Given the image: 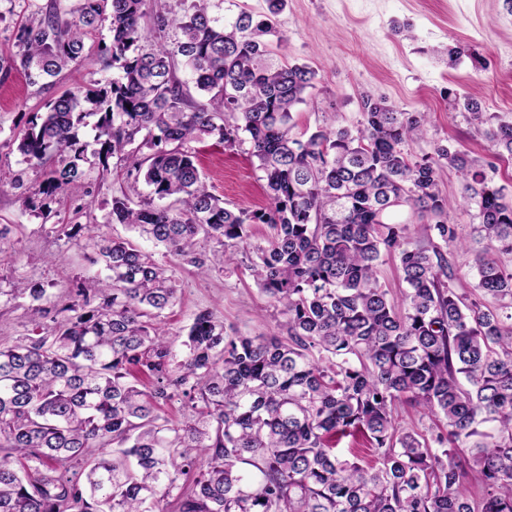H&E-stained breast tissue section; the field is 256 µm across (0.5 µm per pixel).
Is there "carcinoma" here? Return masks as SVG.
<instances>
[{
  "label": "carcinoma",
  "mask_w": 512,
  "mask_h": 512,
  "mask_svg": "<svg viewBox=\"0 0 512 512\" xmlns=\"http://www.w3.org/2000/svg\"><path fill=\"white\" fill-rule=\"evenodd\" d=\"M28 22L18 53L0 72L31 84L88 59L85 39L108 26L105 51L117 74L67 90L12 133L33 169L47 170L31 210L82 184L87 144L102 172L122 167L149 198L132 208L112 198L111 222L155 249L190 256L207 271L249 252L251 276L279 310V332L231 336L210 310L183 340L163 326L177 288L146 250L62 224L86 238L107 275L79 280L68 301L38 282L0 288V306L26 296L38 317L0 347V512H512V200L469 156L438 146L413 159L405 143L426 131L424 112L366 98L356 131L321 127L291 134L293 109L317 73L272 47L273 17L240 8L222 17L209 0H176L147 16L148 0H20ZM193 83L199 96L190 93ZM453 110L491 126L495 155L512 157V123L450 90ZM216 137L249 144L269 205L234 212L202 180L190 144ZM448 166L463 180L486 242L476 253L480 296L449 288L448 248L460 244L439 189ZM407 206L436 217L429 246L412 247L390 214ZM253 224L271 236L250 240ZM399 261L400 304L379 283L386 257ZM151 379L142 387L134 372ZM181 404L177 425L160 413ZM409 400L435 422L424 436L398 429ZM360 433L374 464L336 450ZM80 464L72 474L65 466ZM470 472L480 498L460 491Z\"/></svg>",
  "instance_id": "obj_1"
}]
</instances>
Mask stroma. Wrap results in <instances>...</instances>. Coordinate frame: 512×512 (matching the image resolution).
I'll list each match as a JSON object with an SVG mask.
<instances>
[{"label":"stroma","mask_w":512,"mask_h":512,"mask_svg":"<svg viewBox=\"0 0 512 512\" xmlns=\"http://www.w3.org/2000/svg\"><path fill=\"white\" fill-rule=\"evenodd\" d=\"M275 24L285 38L280 51L288 61L318 73L315 89L296 110L294 137L306 138L320 126L356 129L363 98L382 96L407 111L429 115L424 137L405 146L411 157H422L438 144L453 146L479 168H491L494 183L512 199V161L497 158L485 128L451 111L444 99L451 88L472 96L481 111L512 121V7L505 0H285ZM109 41L105 28L90 35L91 58L49 87L29 84L19 70L0 75V225L12 227L0 244V286L10 287L17 279L37 281L59 294L76 279L102 273V265L91 261L90 248L52 231L75 208L87 210L90 223L102 225L112 237L136 238L128 226L111 223L110 211L116 196L140 205L148 195L143 182L120 170L105 175L90 166L84 185L58 195L45 217L26 209L23 188L13 185L19 175L24 188L33 187L42 174L5 145L48 99L111 79L104 51ZM458 42L472 54L453 65L448 50ZM196 150L203 180L225 207L253 211L265 206L263 183L246 147L228 149L210 139ZM439 188L450 203L448 221L463 241L448 252L451 286L470 293L475 286L472 261L483 242L462 204V181L454 169H442ZM162 261L178 287L179 300L164 319L171 334H182L202 309L212 311L231 335L277 333L275 310L245 264L202 275L183 258L166 255Z\"/></svg>","instance_id":"1"}]
</instances>
